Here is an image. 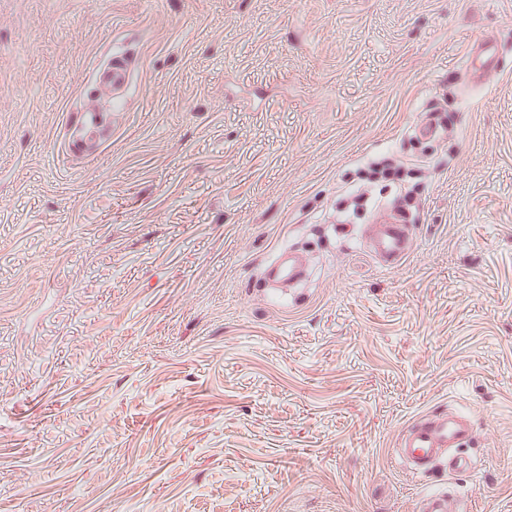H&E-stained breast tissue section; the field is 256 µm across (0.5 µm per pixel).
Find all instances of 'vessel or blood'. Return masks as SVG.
<instances>
[{
    "instance_id": "1",
    "label": "vessel or blood",
    "mask_w": 512,
    "mask_h": 512,
    "mask_svg": "<svg viewBox=\"0 0 512 512\" xmlns=\"http://www.w3.org/2000/svg\"><path fill=\"white\" fill-rule=\"evenodd\" d=\"M130 76L129 61L125 56L116 55L97 73L100 84L111 87L115 108H122L121 91ZM72 132H82L98 137L105 132V118L99 112H80L69 123ZM411 226L401 216L383 217L375 225L369 248L384 265L400 266L408 254ZM267 279L273 281H294L302 279L304 269L292 261L276 260L265 266ZM471 422L459 415L448 414L422 417L409 425L402 434L398 448L400 460L414 471L427 474L439 465H447L449 472L460 473L470 470V458L461 456L459 450L473 437Z\"/></svg>"
}]
</instances>
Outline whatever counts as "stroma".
I'll return each mask as SVG.
<instances>
[{
	"mask_svg": "<svg viewBox=\"0 0 512 512\" xmlns=\"http://www.w3.org/2000/svg\"><path fill=\"white\" fill-rule=\"evenodd\" d=\"M498 69L470 86V44ZM133 61L123 111L94 90ZM111 137L69 155L75 112ZM437 120L435 138L417 125ZM389 156L402 201L350 177ZM395 210L380 267L350 215ZM305 258L295 293L264 266ZM469 415L471 471L395 450ZM512 512V0H0V512ZM374 231L369 248L384 265L398 267L408 254L411 226L399 214L374 220ZM378 223V224H377Z\"/></svg>",
	"mask_w": 512,
	"mask_h": 512,
	"instance_id": "35a3bbf8",
	"label": "stroma"
}]
</instances>
